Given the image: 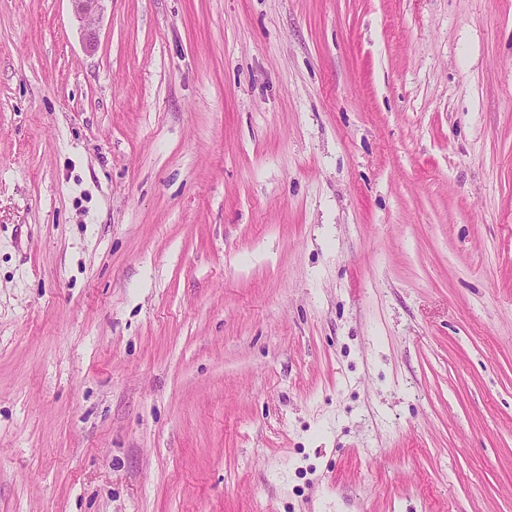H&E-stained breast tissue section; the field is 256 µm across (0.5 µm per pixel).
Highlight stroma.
<instances>
[{
  "label": "stroma",
  "instance_id": "1",
  "mask_svg": "<svg viewBox=\"0 0 512 512\" xmlns=\"http://www.w3.org/2000/svg\"><path fill=\"white\" fill-rule=\"evenodd\" d=\"M0 512H512V0H0Z\"/></svg>",
  "mask_w": 512,
  "mask_h": 512
}]
</instances>
